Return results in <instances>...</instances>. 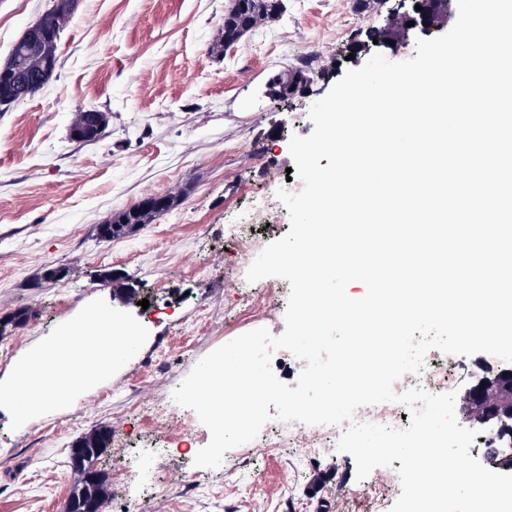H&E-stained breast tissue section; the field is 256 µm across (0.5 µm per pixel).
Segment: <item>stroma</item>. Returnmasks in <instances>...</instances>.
Returning a JSON list of instances; mask_svg holds the SVG:
<instances>
[{"instance_id": "1", "label": "stroma", "mask_w": 512, "mask_h": 512, "mask_svg": "<svg viewBox=\"0 0 512 512\" xmlns=\"http://www.w3.org/2000/svg\"><path fill=\"white\" fill-rule=\"evenodd\" d=\"M283 0L277 18L223 55L210 46L232 0H80L60 35L55 78L0 112V320L32 318L0 334V375L13 358L101 298L132 313L150 339L112 380L70 408L11 430L0 412V512H64L74 485L71 449L101 426L112 441L97 462L110 495L102 512L142 502L148 512H378L398 498L400 461L374 469L356 495L355 461L316 452L313 430L291 422L284 448L227 451L223 473L194 466L210 439L172 393L196 363L248 331L285 329L288 281L250 283L246 251L290 229L276 192L292 135L308 136L313 103L373 54L414 57L420 31L374 46L367 35L399 17L395 0ZM50 0H0V64ZM295 68L306 90L282 100L275 80ZM109 117L93 142L71 138L77 111ZM178 192L175 209L117 240L93 227L148 194ZM66 277L40 282L45 266ZM134 288L123 295L106 274ZM254 294L250 314L242 298ZM148 308H141V300Z\"/></svg>"}]
</instances>
